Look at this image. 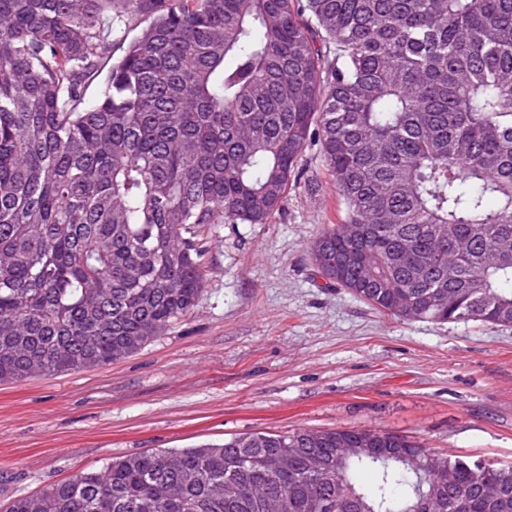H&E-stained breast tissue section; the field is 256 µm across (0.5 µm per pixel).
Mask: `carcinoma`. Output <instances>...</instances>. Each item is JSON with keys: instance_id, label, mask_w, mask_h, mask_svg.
Returning <instances> with one entry per match:
<instances>
[{"instance_id": "carcinoma-1", "label": "carcinoma", "mask_w": 512, "mask_h": 512, "mask_svg": "<svg viewBox=\"0 0 512 512\" xmlns=\"http://www.w3.org/2000/svg\"><path fill=\"white\" fill-rule=\"evenodd\" d=\"M107 10L151 21L87 103ZM312 142L343 211L312 247L326 280L399 319L512 324V0H0V382L163 335L204 288L197 229L269 223ZM360 435L390 456L336 461ZM427 453L260 432L116 457L4 512H259V492L288 512H411L423 493L512 512V467L455 457L442 486Z\"/></svg>"}]
</instances>
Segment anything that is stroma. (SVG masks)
<instances>
[{"label":"stroma","instance_id":"1","mask_svg":"<svg viewBox=\"0 0 512 512\" xmlns=\"http://www.w3.org/2000/svg\"><path fill=\"white\" fill-rule=\"evenodd\" d=\"M112 20L95 100L144 27ZM267 224L198 231L205 285L164 335L111 364L0 383V506L136 452L250 433L371 429L512 465V325L406 321L327 284L312 245L341 221L308 145Z\"/></svg>","mask_w":512,"mask_h":512}]
</instances>
